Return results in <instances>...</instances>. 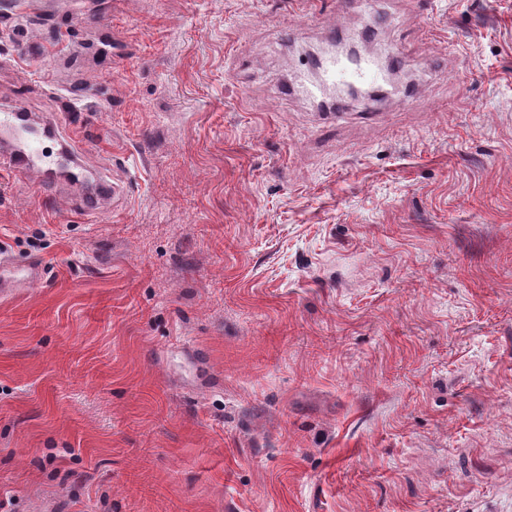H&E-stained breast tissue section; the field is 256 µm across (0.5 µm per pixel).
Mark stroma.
Returning a JSON list of instances; mask_svg holds the SVG:
<instances>
[{"instance_id":"35a3bbf8","label":"stroma","mask_w":512,"mask_h":512,"mask_svg":"<svg viewBox=\"0 0 512 512\" xmlns=\"http://www.w3.org/2000/svg\"><path fill=\"white\" fill-rule=\"evenodd\" d=\"M366 27L402 91L290 92ZM66 87L119 191L0 173V512H512V0L0 21V107ZM44 274L42 263L36 259H0L1 299L12 296L18 288H26L41 282Z\"/></svg>"}]
</instances>
